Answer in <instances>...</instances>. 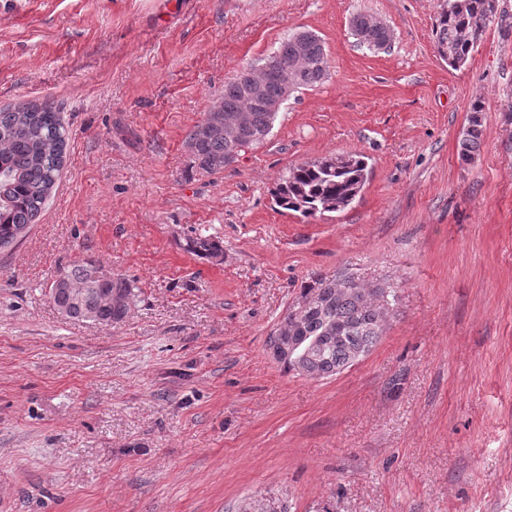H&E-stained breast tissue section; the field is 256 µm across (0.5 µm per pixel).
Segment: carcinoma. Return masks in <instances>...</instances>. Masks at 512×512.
Segmentation results:
<instances>
[{
	"mask_svg": "<svg viewBox=\"0 0 512 512\" xmlns=\"http://www.w3.org/2000/svg\"><path fill=\"white\" fill-rule=\"evenodd\" d=\"M503 10L499 0H443L433 27L437 53L454 68L464 66L480 36ZM351 34L369 49L391 47V30L373 17L357 13ZM268 68L262 83L264 96H279L276 73L287 71L295 90L313 87L327 76L328 59L322 39L303 31L302 39L290 34L264 60ZM237 114L241 122L224 125L213 111ZM484 103L474 99L460 141V158L468 163L486 137ZM278 113L267 111L236 81L224 85V95L211 102L202 119L188 132L186 144L192 167L203 175H216L242 151L262 144L271 134ZM68 131L58 113L37 103L19 102L0 110V249L17 242L47 205L63 168ZM369 176L365 156H325L289 169L274 192L277 206L315 218L348 208L360 195ZM191 250L215 256L220 242L210 236L190 241ZM347 278L319 280L303 289L307 302L299 316L285 314L276 329L299 336L284 369L316 379L343 371L359 351L370 352L385 333V308L389 292L384 288L346 285ZM56 307L77 321L112 327L123 322L134 305L136 293L122 275L103 278L91 261L64 271L50 286Z\"/></svg>",
	"mask_w": 512,
	"mask_h": 512,
	"instance_id": "obj_1",
	"label": "carcinoma"
}]
</instances>
